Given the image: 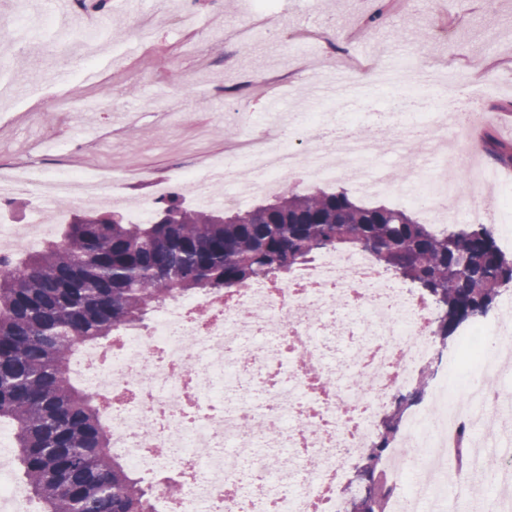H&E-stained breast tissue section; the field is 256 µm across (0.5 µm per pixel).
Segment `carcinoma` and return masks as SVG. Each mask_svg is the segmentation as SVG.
I'll list each match as a JSON object with an SVG mask.
<instances>
[{
    "label": "carcinoma",
    "instance_id": "1",
    "mask_svg": "<svg viewBox=\"0 0 512 512\" xmlns=\"http://www.w3.org/2000/svg\"><path fill=\"white\" fill-rule=\"evenodd\" d=\"M488 156L512 167V144L489 135ZM326 250L371 254L438 309L435 340L487 317L512 286V259L490 224L437 230L408 211L357 203L344 188L291 189L252 209L151 202L145 223L101 209L76 215L62 240L0 257V422L14 429L25 491L42 512H152L153 488L108 452L100 406L72 379L79 345L147 321L173 297L226 293L280 275ZM425 387L393 394L392 412L346 487V512H388L385 461L402 416Z\"/></svg>",
    "mask_w": 512,
    "mask_h": 512
}]
</instances>
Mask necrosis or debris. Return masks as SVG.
Returning <instances> with one entry per match:
<instances>
[{
    "instance_id": "necrosis-or-debris-1",
    "label": "necrosis or debris",
    "mask_w": 512,
    "mask_h": 512,
    "mask_svg": "<svg viewBox=\"0 0 512 512\" xmlns=\"http://www.w3.org/2000/svg\"><path fill=\"white\" fill-rule=\"evenodd\" d=\"M301 148L228 154L221 166L182 169L183 191L230 206L292 183L296 173L333 180L345 165L368 195L392 191L370 135L324 139L313 114ZM446 151L422 161L407 195L445 222L451 208L441 173ZM73 177L29 169L0 176V200L69 193ZM348 338L346 359L327 353L328 337ZM474 373L459 392L448 373L461 361ZM441 368L433 408L402 428L410 450L403 500L430 512H512V454L487 470L481 433L494 424L512 436V391L485 385L512 364V318L495 314L467 327L453 352L432 335V309L363 252L327 251L288 278L264 276L220 295L177 297L147 330H121L104 345L80 347L74 377L100 402L123 456L156 493L153 512H345L344 490L363 448L375 438L392 395L429 363ZM468 463L459 466V444ZM264 448H284L289 466L244 491L243 466L263 467Z\"/></svg>"
}]
</instances>
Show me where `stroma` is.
<instances>
[{
	"label": "stroma",
	"mask_w": 512,
	"mask_h": 512,
	"mask_svg": "<svg viewBox=\"0 0 512 512\" xmlns=\"http://www.w3.org/2000/svg\"><path fill=\"white\" fill-rule=\"evenodd\" d=\"M182 0H146L141 11L109 10L91 43L81 40L82 24L65 33L48 25L44 0H14L0 16V82L13 94L0 99V174L27 167L52 172L98 168L133 172L121 185L124 217L134 203L156 196L158 184L175 182L176 165L188 162L199 132L206 153L233 151L245 136L265 138L278 126L270 99L283 101L291 126L302 113H321L326 125L375 135L376 152L385 155L384 132L409 128L437 109L443 95L433 80L421 96L402 97L389 84L366 81L353 106L315 98L316 83L336 67L360 61L385 65L401 54L413 63L451 68L471 86L489 120L474 128L473 146L487 162V135L512 140V0H280L281 37L255 32L243 47L226 36L242 18L239 0H196L195 25L179 20ZM140 41L127 56L126 45ZM66 48L43 52L45 42ZM92 52L96 80L56 75L70 49ZM64 88L74 101L94 102L92 111L65 109L55 94ZM165 97L170 108L154 102ZM249 112V127L236 115Z\"/></svg>",
	"instance_id": "obj_1"
}]
</instances>
